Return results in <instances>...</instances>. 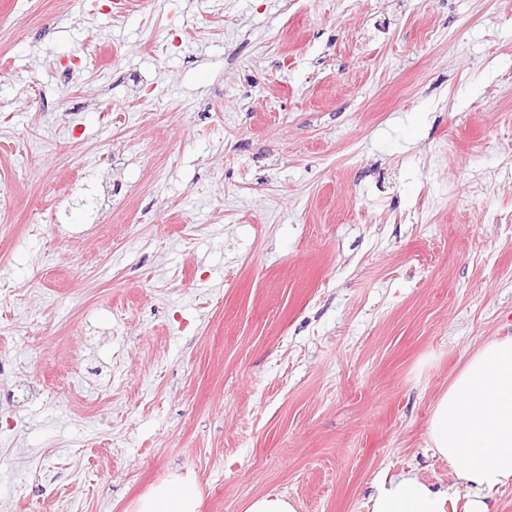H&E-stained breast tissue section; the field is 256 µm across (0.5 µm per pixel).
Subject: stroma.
Here are the masks:
<instances>
[{
  "mask_svg": "<svg viewBox=\"0 0 512 512\" xmlns=\"http://www.w3.org/2000/svg\"><path fill=\"white\" fill-rule=\"evenodd\" d=\"M0 512H368L512 336V0H12ZM202 491L198 479L190 471H174L151 486L128 512H200ZM244 512H297V503L284 495L265 494L249 499Z\"/></svg>",
  "mask_w": 512,
  "mask_h": 512,
  "instance_id": "obj_1",
  "label": "stroma"
}]
</instances>
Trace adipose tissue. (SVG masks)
<instances>
[{"label": "adipose tissue", "mask_w": 512, "mask_h": 512, "mask_svg": "<svg viewBox=\"0 0 512 512\" xmlns=\"http://www.w3.org/2000/svg\"><path fill=\"white\" fill-rule=\"evenodd\" d=\"M429 446L468 491L466 512H489V493L512 484V336L490 339L465 361L433 405ZM447 489L409 472L377 476L369 512H449ZM202 491L190 471L151 486L130 512H200Z\"/></svg>", "instance_id": "ef3b65f1"}]
</instances>
